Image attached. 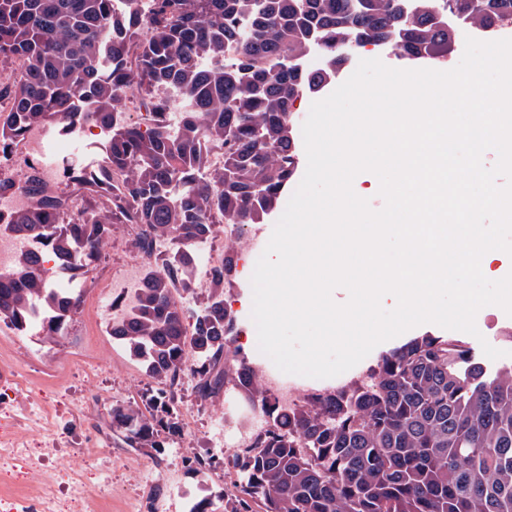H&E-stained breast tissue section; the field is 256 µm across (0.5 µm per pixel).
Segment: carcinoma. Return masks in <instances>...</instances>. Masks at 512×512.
Here are the masks:
<instances>
[{
    "mask_svg": "<svg viewBox=\"0 0 512 512\" xmlns=\"http://www.w3.org/2000/svg\"><path fill=\"white\" fill-rule=\"evenodd\" d=\"M112 13V0H0V139L28 127L112 119L106 165L78 174L79 207L28 179L32 205L6 219L82 269L124 226L147 259L146 287L129 318L109 330L163 385L145 403L116 402L110 429L142 451L175 435L178 386L196 378L206 402L236 391L267 419L226 461L240 480L230 512H512V365L490 372L455 336H416L381 356L371 384L284 409L261 374L230 350L236 321L224 308L228 258L207 273L210 295L190 309L196 248L223 224H260L294 176L297 100L336 78L348 53L392 46L411 59H446L448 14L493 27L512 0H154L153 11ZM322 51L325 67L301 60ZM138 91L155 127L125 121ZM183 112L171 134L161 112ZM224 150L208 167L200 138ZM169 244L166 258L154 244ZM46 257L27 254L0 280V322L37 327L54 341L83 291L42 282Z\"/></svg>",
    "mask_w": 512,
    "mask_h": 512,
    "instance_id": "obj_1",
    "label": "carcinoma"
}]
</instances>
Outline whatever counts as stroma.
Instances as JSON below:
<instances>
[{
  "label": "stroma",
  "instance_id": "stroma-1",
  "mask_svg": "<svg viewBox=\"0 0 512 512\" xmlns=\"http://www.w3.org/2000/svg\"><path fill=\"white\" fill-rule=\"evenodd\" d=\"M130 251L127 230L115 228L106 256L79 273L88 289L79 313L57 342H44L36 332L21 333L0 322V365L9 367L20 381L22 397L68 416V424L59 429L61 443L67 451L84 449V482L90 491L111 495L106 512H188L189 500L202 496L211 497L213 512H225L224 492L235 479L234 472L224 469L235 449L218 443L225 430L219 415L229 409L227 396L201 402L194 392V379L184 376L176 396L180 432L158 453L133 450L114 439L108 428L113 403L140 401L159 387L107 332L104 310L112 299L110 283L122 273ZM258 258V251L243 248L235 273L224 280V297L231 301L237 322L234 346L240 347L250 364L269 373L273 362L257 346L246 343L247 337L257 333L247 301L253 296L251 276ZM490 315L496 325L487 324ZM487 316L476 317L478 333L466 335L465 340L479 359H485L482 342L503 350V357L485 359L487 368L511 365L512 339L502 336L498 328L512 326V316L496 306L489 307ZM85 364L94 367V374L82 372ZM209 456L214 462L205 476L190 471L191 461Z\"/></svg>",
  "mask_w": 512,
  "mask_h": 512
}]
</instances>
